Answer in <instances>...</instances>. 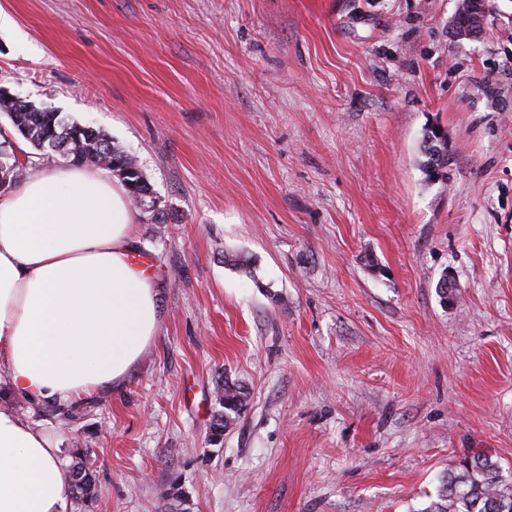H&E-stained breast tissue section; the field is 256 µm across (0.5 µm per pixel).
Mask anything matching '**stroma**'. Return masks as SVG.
I'll return each mask as SVG.
<instances>
[{
	"label": "stroma",
	"mask_w": 512,
	"mask_h": 512,
	"mask_svg": "<svg viewBox=\"0 0 512 512\" xmlns=\"http://www.w3.org/2000/svg\"><path fill=\"white\" fill-rule=\"evenodd\" d=\"M456 3L0 0V87L105 132L163 216L121 389L8 400L93 471L67 512H424L463 456L512 469V0L477 41ZM442 139H438L435 136L433 130H429L424 140V151L428 156L426 163L424 164L425 174L430 180H447V172L445 171L448 167V158L445 148L441 147ZM241 390L239 386L228 382H225L224 386L220 388L218 404L222 410L214 415L212 428L215 436L222 435L224 429L231 424V414H238V411L245 405L247 396Z\"/></svg>",
	"instance_id": "35a3bbf8"
}]
</instances>
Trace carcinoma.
Returning <instances> with one entry per match:
<instances>
[{"instance_id":"1","label":"carcinoma","mask_w":512,"mask_h":512,"mask_svg":"<svg viewBox=\"0 0 512 512\" xmlns=\"http://www.w3.org/2000/svg\"><path fill=\"white\" fill-rule=\"evenodd\" d=\"M0 112L8 115L13 129L35 148L55 153L66 161L79 165H90L95 161H125L135 168L127 176L131 198L150 191L141 170L133 157L113 145L104 132L90 130L80 138H71L73 125L60 118L59 113L21 104L0 102ZM424 151L428 156L424 164L425 174L430 180L448 179L447 153L440 145L434 131L427 132ZM18 163L14 155L0 142V178L16 182ZM246 394L235 384L224 383L219 390L218 404L221 407L213 419L214 435L220 436L231 424V415L245 405ZM70 478L74 483L75 499L87 501L94 497L96 483L93 473L84 463L72 467ZM423 512H512V471H504L501 464L487 455L466 456L460 459L456 470L448 471L440 480L438 500Z\"/></svg>"}]
</instances>
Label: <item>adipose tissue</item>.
<instances>
[{
	"mask_svg": "<svg viewBox=\"0 0 512 512\" xmlns=\"http://www.w3.org/2000/svg\"><path fill=\"white\" fill-rule=\"evenodd\" d=\"M135 220L91 166H43L0 198L1 392L68 407L123 385L162 321ZM58 454L0 404V512H65Z\"/></svg>",
	"mask_w": 512,
	"mask_h": 512,
	"instance_id": "1",
	"label": "adipose tissue"
}]
</instances>
